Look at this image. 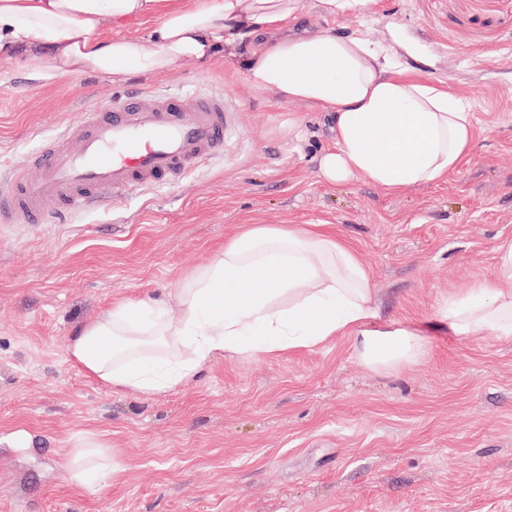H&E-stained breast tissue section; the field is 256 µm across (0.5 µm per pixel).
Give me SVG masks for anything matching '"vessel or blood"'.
<instances>
[{"instance_id":"1","label":"vessel or blood","mask_w":512,"mask_h":512,"mask_svg":"<svg viewBox=\"0 0 512 512\" xmlns=\"http://www.w3.org/2000/svg\"><path fill=\"white\" fill-rule=\"evenodd\" d=\"M177 91L129 95L82 113L47 138L26 170L0 181V216L15 224L62 223L133 187L164 188L224 150V102L197 96L185 111Z\"/></svg>"}]
</instances>
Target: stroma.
<instances>
[{"mask_svg": "<svg viewBox=\"0 0 512 512\" xmlns=\"http://www.w3.org/2000/svg\"><path fill=\"white\" fill-rule=\"evenodd\" d=\"M298 2L308 32H366L446 84L473 114L472 157L398 193L326 183L329 113L251 87L247 43L220 66L124 80L54 79L34 51L0 60V174L128 89L201 90L225 111L223 153L166 190L136 187L64 223L0 218V512H512V343L437 330L426 362L384 375L339 339L220 357L155 396L105 387L67 354L113 299L178 311L185 275L240 224L333 225L386 320H428L448 293L494 278L512 238V0H381L372 18ZM83 434L105 435L124 472L70 483L61 458Z\"/></svg>", "mask_w": 512, "mask_h": 512, "instance_id": "1", "label": "stroma"}]
</instances>
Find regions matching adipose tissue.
<instances>
[{
	"mask_svg": "<svg viewBox=\"0 0 512 512\" xmlns=\"http://www.w3.org/2000/svg\"><path fill=\"white\" fill-rule=\"evenodd\" d=\"M297 0H0V57L41 51L51 77L116 79L220 63L226 49L270 34L241 66L254 88L323 107L334 147L318 160L330 183L367 180L396 193L459 170L474 148L468 105L446 85L400 70L365 35H292ZM151 21L147 33L132 23ZM493 279L442 299L436 319L459 339L512 341V239L497 248ZM177 314L154 300H118L71 336L67 352L93 379L155 395L192 382L221 356L278 358L345 338L365 368L392 375L422 364L430 347L411 321H382L370 270L324 224H247L211 264L188 274ZM85 486L124 467L108 442L81 437L66 456Z\"/></svg>",
	"mask_w": 512,
	"mask_h": 512,
	"instance_id": "adipose-tissue-1",
	"label": "adipose tissue"
}]
</instances>
